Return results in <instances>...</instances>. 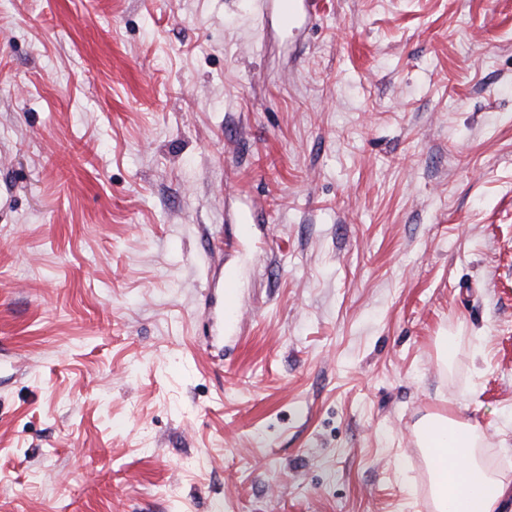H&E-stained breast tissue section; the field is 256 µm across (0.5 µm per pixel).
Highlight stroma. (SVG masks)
Instances as JSON below:
<instances>
[{
  "label": "stroma",
  "mask_w": 512,
  "mask_h": 512,
  "mask_svg": "<svg viewBox=\"0 0 512 512\" xmlns=\"http://www.w3.org/2000/svg\"><path fill=\"white\" fill-rule=\"evenodd\" d=\"M430 412L512 483V0H0V512H435ZM303 2L310 14L317 10L318 0H279V20L285 30H293L298 21L299 3ZM222 324L224 330V321L228 324H236L241 317V307L238 300L237 281L232 272H228L223 278L219 292V301L217 303V313L213 311L211 304H204L203 316L209 322L214 316Z\"/></svg>",
  "instance_id": "35a3bbf8"
}]
</instances>
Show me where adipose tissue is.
<instances>
[{
    "label": "adipose tissue",
    "mask_w": 512,
    "mask_h": 512,
    "mask_svg": "<svg viewBox=\"0 0 512 512\" xmlns=\"http://www.w3.org/2000/svg\"><path fill=\"white\" fill-rule=\"evenodd\" d=\"M476 435V426L462 420L432 416L423 424L437 512H497L508 486L475 457Z\"/></svg>",
    "instance_id": "adipose-tissue-1"
}]
</instances>
